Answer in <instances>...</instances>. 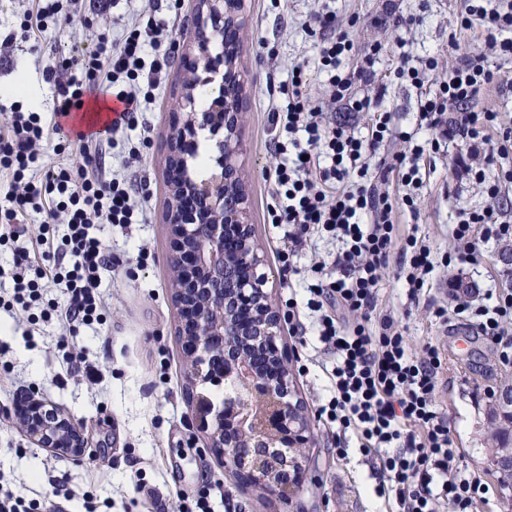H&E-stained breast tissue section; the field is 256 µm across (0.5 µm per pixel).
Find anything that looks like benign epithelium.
<instances>
[{
	"mask_svg": "<svg viewBox=\"0 0 512 512\" xmlns=\"http://www.w3.org/2000/svg\"><path fill=\"white\" fill-rule=\"evenodd\" d=\"M246 22L245 0H197L196 42L184 54L186 80L169 140L166 221L174 238L173 291L186 382L191 387L200 381L225 383L234 390L219 407L196 397L195 420L209 447L227 458L242 482L284 499L305 473L310 415L294 385L281 316L247 220L239 163L247 151L242 97L247 75L236 64ZM216 40L224 48L217 55L212 52ZM211 84L216 91L197 107L195 91ZM205 129L216 137L214 171L195 180L185 145ZM499 405L507 408L503 426L512 429V386L501 391ZM13 414L38 446L78 461L84 457L87 444L80 428L44 394L30 392ZM243 448L251 453L243 454ZM491 462L511 474L512 448L495 452Z\"/></svg>",
	"mask_w": 512,
	"mask_h": 512,
	"instance_id": "benign-epithelium-1",
	"label": "benign epithelium"
}]
</instances>
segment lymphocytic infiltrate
I'll return each instance as SVG.
<instances>
[{
	"instance_id": "f902f5d3",
	"label": "lymphocytic infiltrate",
	"mask_w": 512,
	"mask_h": 512,
	"mask_svg": "<svg viewBox=\"0 0 512 512\" xmlns=\"http://www.w3.org/2000/svg\"><path fill=\"white\" fill-rule=\"evenodd\" d=\"M469 20L486 31L483 45L458 54L448 79L421 95L415 130L398 126L392 113L382 111L381 101L352 95L355 82H376L373 58L356 68L345 66L350 50L347 32L337 29L334 11L314 14L306 29L324 34L319 45V72L346 122L327 123L320 107L311 105L302 92L307 71L294 66L277 90L278 105L271 121L278 132L272 146L280 158L274 172L269 214L283 230L288 246L278 254L290 266L298 248H316L329 237L340 249L328 264L312 266L305 300L288 298L284 317L291 334L313 331L333 354L332 395L319 408L326 425L337 434L353 433L362 453L375 457L378 496L392 501L395 512H477L488 504L490 484L473 474L460 449L454 448L447 419L434 405V392L443 357L438 347L427 345L412 354L398 322L384 311L380 300L382 272L397 260L412 300L426 299L436 321L449 315L468 318L494 339L502 365L512 364V290L497 292L490 304L472 306L457 299L454 307L439 303L429 290V279L439 261L431 247L416 236H401L394 222L395 205L414 207L412 194L393 202L370 173V161L393 138L408 143L409 153L393 155L392 168L404 185L419 186V162L427 152H439L448 143L465 151L464 173L483 184L490 199H497L503 183H512V171L488 179L486 166L492 156L512 155V127H499L493 112L475 111L474 105L495 75L490 55L512 57V0L501 9H490L482 0H471ZM97 47L75 62L73 74L63 77L46 69L44 79L54 87V114L80 105L84 91L112 90L125 111L112 125L119 132L130 128L132 115L158 87L164 59L157 40H145L138 26L127 29L116 47H108L105 34H97ZM364 112L374 118L364 134L350 129L349 121ZM430 136L419 140L420 130ZM50 127L41 112L11 114V135L0 140V170L11 175L20 193L19 207L62 220L59 239L41 237L36 245L60 258L51 269L34 267L29 250L18 251L9 277L12 292L7 308L29 311L49 287L64 289V304L41 312L42 322L54 323L61 332L104 321V303L98 292L99 271L106 263L104 245L94 233L96 221L131 223L135 205L123 175H107L102 157L112 138L84 140L80 149L87 164L80 180H73L65 162H56L39 178L30 170L39 160ZM495 243L512 242V212L492 207L460 213L453 228V259L465 264L471 258L475 236ZM350 322H343V315Z\"/></svg>"
}]
</instances>
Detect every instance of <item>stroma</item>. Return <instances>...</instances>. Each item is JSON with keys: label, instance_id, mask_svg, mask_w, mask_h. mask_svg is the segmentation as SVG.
Instances as JSON below:
<instances>
[{"label": "stroma", "instance_id": "obj_1", "mask_svg": "<svg viewBox=\"0 0 512 512\" xmlns=\"http://www.w3.org/2000/svg\"><path fill=\"white\" fill-rule=\"evenodd\" d=\"M30 7L29 0H5L0 6V31L16 34L5 49L12 64L0 67V133L7 132L17 107L51 111L53 90L43 79L44 69L67 70L94 48L93 32L105 33L113 44L130 24L165 23L161 49L169 63L158 89L135 113L131 128L117 134L112 150L111 164L127 174L136 212L132 223L97 228L108 256L100 286L104 323L94 330L79 326L62 336L45 324L31 330L28 314L21 310L0 316V472L25 498L55 499L67 512H85L89 496L98 512H158L162 506L175 512L181 504L194 506L202 495L211 512H384L386 505L375 493L371 457L353 446L347 458H337L335 437L315 416L329 395L324 367L332 360L316 340L303 346L298 337H283L298 393L314 415L306 472L292 505L237 484L223 461L207 451L206 436L195 426L185 389L181 319L171 290V229L166 222L173 102L185 81L181 56L195 40V0H114L105 17L90 5L65 0L66 21L24 35L18 31L20 17ZM325 8L335 12L337 25L354 44L348 68L380 45L375 67L387 79L383 108L395 113L397 123L407 130L416 122L418 92L394 77L402 56L415 62L434 58L435 74L444 78L456 62L449 40L463 50L482 42L480 27L461 25L468 0H247L249 24L241 36L237 64L249 76L244 89L249 222L281 305L317 257L337 253L336 243L322 242L319 255L299 251L296 272H288L277 259L284 244L268 215L280 161L267 147L270 85L286 80L293 65L303 64L312 70L308 93L325 98V80L314 73L320 37L302 27L310 15ZM398 15H414L420 22L398 27L392 23ZM492 65L496 85L476 109L495 112L500 124L512 126V102L503 101L496 89L497 84L512 82V59L496 58ZM20 77L35 90V98L13 93ZM456 154L452 146L447 153L424 157L426 174L413 192L416 211L394 213L403 233H417L442 252L453 247L458 212L490 204L481 185L456 175ZM12 229L19 231V240L0 246V266L7 269L16 248L29 246L44 231L41 216L34 212L21 211L13 219L0 212V233ZM500 251V246L475 238L473 261L437 268L433 296L444 298L450 284L459 280L471 284L469 297L476 305L486 303L489 290L512 289V265L499 261ZM397 273V261H390L383 272V302L404 327L413 351L432 344L444 355L435 405L447 417L468 465L493 486L492 505L480 512H512V482L492 466L489 440L496 395L512 384V365L499 362L497 345L469 321L435 323L425 304L410 300ZM74 353L94 366V378L68 373L67 360ZM34 389L79 423L88 442L83 459L37 447L17 423L12 406Z\"/></svg>", "mask_w": 512, "mask_h": 512}]
</instances>
